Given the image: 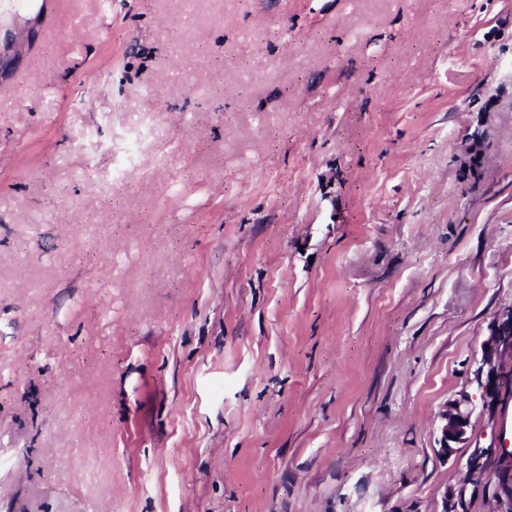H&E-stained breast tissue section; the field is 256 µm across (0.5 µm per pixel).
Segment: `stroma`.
Listing matches in <instances>:
<instances>
[{"label": "stroma", "mask_w": 512, "mask_h": 512, "mask_svg": "<svg viewBox=\"0 0 512 512\" xmlns=\"http://www.w3.org/2000/svg\"><path fill=\"white\" fill-rule=\"evenodd\" d=\"M510 307L512 0L0 25V512H442ZM474 410L475 406L469 395H464L460 400L446 406L441 413L439 426L440 438L438 441L442 454H448L453 448L452 444L463 443L468 439L469 419Z\"/></svg>", "instance_id": "1"}]
</instances>
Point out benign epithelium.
Masks as SVG:
<instances>
[{"label":"benign epithelium","instance_id":"7a95c632","mask_svg":"<svg viewBox=\"0 0 512 512\" xmlns=\"http://www.w3.org/2000/svg\"><path fill=\"white\" fill-rule=\"evenodd\" d=\"M474 376L482 390L485 407L493 403L503 386L512 382V307L497 314L491 323L489 338ZM473 411L471 399L465 395L446 406L441 413L439 444L443 455H448L452 445L467 440ZM505 473L512 475L511 447L501 442L473 449L466 464L464 480L453 498L443 501L442 512H458L459 503L466 500L468 487H489ZM493 501V512H512V486L498 484Z\"/></svg>","mask_w":512,"mask_h":512}]
</instances>
